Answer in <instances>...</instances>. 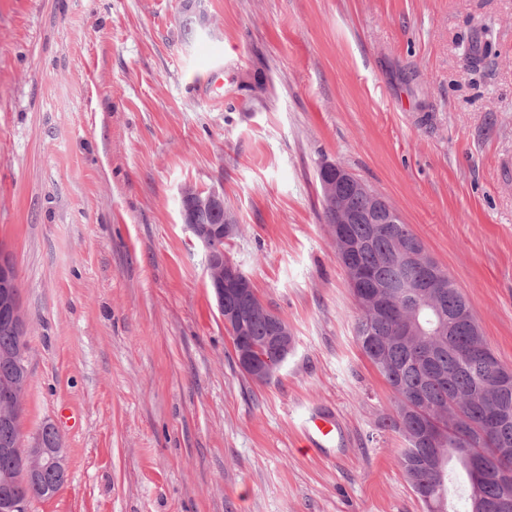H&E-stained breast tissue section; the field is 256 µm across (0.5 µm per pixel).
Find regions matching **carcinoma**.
<instances>
[{
	"mask_svg": "<svg viewBox=\"0 0 512 512\" xmlns=\"http://www.w3.org/2000/svg\"><path fill=\"white\" fill-rule=\"evenodd\" d=\"M336 256L351 273L371 269L375 287L368 289L386 300V310L360 307L354 333L362 355L382 376L393 393L392 409L383 427L395 433L401 447L392 449L415 495L431 498L426 512L448 510V483L455 473L464 476L466 512H512V422L492 421L496 408L512 409V385L491 390L497 376L508 369L495 355L473 322L438 326L434 311L443 316L467 305L448 272L439 265L405 266L403 250L424 249L409 225L346 224L336 237ZM446 281L437 295L425 287L432 273ZM403 284L419 288L416 297H400ZM225 305L250 314L247 339L259 354H267L272 325L253 293H235ZM28 347L0 320V350ZM441 431L434 445L421 433L426 423Z\"/></svg>",
	"mask_w": 512,
	"mask_h": 512,
	"instance_id": "obj_1",
	"label": "carcinoma"
}]
</instances>
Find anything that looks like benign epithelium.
<instances>
[{
	"mask_svg": "<svg viewBox=\"0 0 512 512\" xmlns=\"http://www.w3.org/2000/svg\"><path fill=\"white\" fill-rule=\"evenodd\" d=\"M201 0H183L182 15L195 23V31L203 37L209 34V19L206 12L200 8ZM323 175V203L331 211L336 212V225L331 227L332 233L340 231L342 224H354L365 221L369 224H382L399 216V213L382 196L371 193L372 208L366 213L348 209L340 195V187L348 184L358 192H369L370 189L347 168L342 165L324 161L319 166ZM223 212L224 224L212 225L202 222V214L207 212ZM182 223L188 231L200 242L204 249L205 267L209 286L213 291L217 310L224 322L226 331L245 330L242 314L224 306V297L233 293H243L254 290L251 278L242 270L224 249L229 239L235 234V227L226 213L224 194L218 191L202 193L192 187L181 191ZM17 288L16 270L10 255L0 248V314L8 317L15 328L26 331L27 321L16 299ZM265 313L274 319L271 334L276 336L274 345L279 354L288 352V344L284 337L292 333V329L283 321L278 313L265 308ZM3 360L15 359L17 370L14 376L0 384L3 399L0 400V423L20 425L19 413L23 398L29 385V371L26 365V351L17 354L3 352ZM238 361L251 368L247 376L253 381L266 378V370L257 366L253 360L249 344H243L239 351ZM0 454L15 458L19 464L21 478L30 484L42 486L45 495L56 494L64 485L67 473V460L60 442L35 434L27 442L22 439L6 441L0 445ZM16 476L5 472L0 475V512H19L21 506L12 494L11 486Z\"/></svg>",
	"mask_w": 512,
	"mask_h": 512,
	"instance_id": "7a95c632",
	"label": "benign epithelium"
}]
</instances>
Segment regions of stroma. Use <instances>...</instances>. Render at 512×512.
<instances>
[{
	"label": "stroma",
	"mask_w": 512,
	"mask_h": 512,
	"mask_svg": "<svg viewBox=\"0 0 512 512\" xmlns=\"http://www.w3.org/2000/svg\"><path fill=\"white\" fill-rule=\"evenodd\" d=\"M0 0V246L28 319L29 512H425L323 221L321 161L392 204L512 366V0ZM296 345L239 368L184 187ZM343 444L306 448L310 409ZM182 15L184 18H190L195 23V31L203 37L209 34V19L206 12L200 8L201 0L182 1ZM14 438V430L0 425V440ZM0 454L8 457L0 456V475L2 473L0 510L2 512H20L19 510L22 509L11 491V486L17 477L5 472L12 470L17 465V461L21 478L30 484L20 483L15 492L26 500L27 507L32 500L42 499L44 493L47 496L56 494L65 483L67 460L57 439L46 438L37 433L27 443H23L20 436L18 439L5 441L0 448Z\"/></svg>",
	"instance_id": "stroma-1"
}]
</instances>
